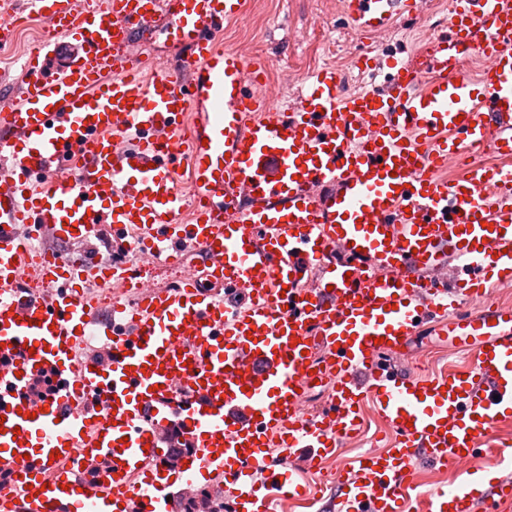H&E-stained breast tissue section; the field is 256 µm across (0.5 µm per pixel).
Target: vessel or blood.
<instances>
[{"label":"vessel or blood","instance_id":"obj_1","mask_svg":"<svg viewBox=\"0 0 512 512\" xmlns=\"http://www.w3.org/2000/svg\"><path fill=\"white\" fill-rule=\"evenodd\" d=\"M32 4L53 35L0 99V512H173L175 487L215 480L228 512H270L306 498L293 459L333 455L367 400L396 440L337 476L332 508L408 512L416 460L467 464L512 419V304L487 299L512 283V0H451L448 33L384 86L347 93L320 67L287 110L261 93L266 63L219 42L249 0ZM342 8L372 34L422 3ZM162 16L185 53L146 79L123 61ZM105 229L111 265L35 254ZM161 257L184 273L157 290L135 267ZM115 282L101 310L88 288ZM432 323L470 370H400ZM317 383L331 397L311 416ZM428 512H512V473Z\"/></svg>","mask_w":512,"mask_h":512}]
</instances>
